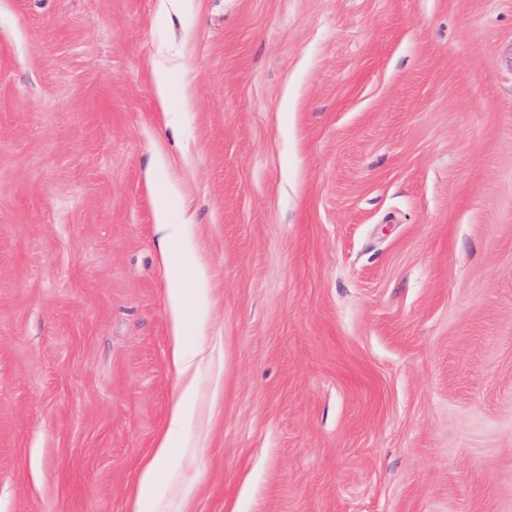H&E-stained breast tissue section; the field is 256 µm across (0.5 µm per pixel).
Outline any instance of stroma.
I'll use <instances>...</instances> for the list:
<instances>
[{
	"label": "stroma",
	"instance_id": "stroma-1",
	"mask_svg": "<svg viewBox=\"0 0 512 512\" xmlns=\"http://www.w3.org/2000/svg\"><path fill=\"white\" fill-rule=\"evenodd\" d=\"M162 192L156 512H512V0H0V512H132ZM157 213V229L161 233L162 241L165 245L164 261L168 269H181L185 270L193 268L198 280L204 279V270L200 268L191 252L185 250L183 247L173 246V241L177 243L185 239L191 232L189 224H175L171 221V217L166 205L165 194L156 208ZM186 290L181 277L168 279L167 303L176 337L173 363L177 374L183 380V385L180 397L171 411L167 433L152 461L140 475L133 512H152L153 505L167 494L168 485L164 480V475L173 458V440L183 430L191 415L190 405L193 404L196 393L195 372L205 360H210L205 356L201 347H188L182 342L183 327L189 318Z\"/></svg>",
	"mask_w": 512,
	"mask_h": 512
}]
</instances>
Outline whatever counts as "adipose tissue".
Wrapping results in <instances>:
<instances>
[{
    "instance_id": "1",
    "label": "adipose tissue",
    "mask_w": 512,
    "mask_h": 512,
    "mask_svg": "<svg viewBox=\"0 0 512 512\" xmlns=\"http://www.w3.org/2000/svg\"><path fill=\"white\" fill-rule=\"evenodd\" d=\"M156 213L157 229L165 244L164 261L167 268H191L194 269L196 276H203L204 271L197 268L191 252L180 246L181 240L190 234V226L172 222L166 203H158ZM166 295L175 333H182L188 318L203 319L207 305L206 289H196L194 304H187L186 288L182 278L172 277L168 280ZM205 360L206 356L201 347H189L183 342H176L173 363L183 381L182 391L171 411L167 433L152 461L140 475L133 512H152L153 505L168 491L164 475L173 457V440L183 430L191 415V405L196 393L195 372Z\"/></svg>"
}]
</instances>
